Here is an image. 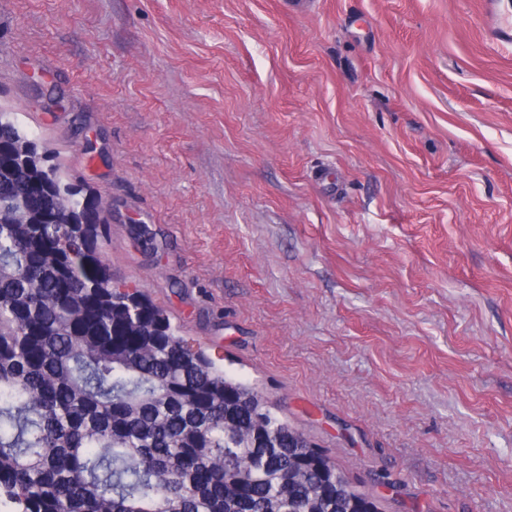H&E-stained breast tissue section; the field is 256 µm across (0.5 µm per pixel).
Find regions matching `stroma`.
<instances>
[{"mask_svg": "<svg viewBox=\"0 0 512 512\" xmlns=\"http://www.w3.org/2000/svg\"><path fill=\"white\" fill-rule=\"evenodd\" d=\"M481 0H0V109L101 250L382 512H512V45ZM488 12L492 15L491 23L489 24L486 34L487 39L492 45L510 44L512 42V26L509 23H498L495 20L494 2L486 0L485 2ZM98 192H96L93 188L86 186L85 192V200L86 198H94L97 201L96 211L92 216H88L85 212L78 211L73 214L70 218L71 224H74V228L78 229L79 232L82 231L88 225H92L94 223H89V221L96 222L98 224H107L108 223V205L103 199L99 196ZM98 200H102L101 203H98ZM81 226H78V225Z\"/></svg>", "mask_w": 512, "mask_h": 512, "instance_id": "35a3bbf8", "label": "stroma"}]
</instances>
